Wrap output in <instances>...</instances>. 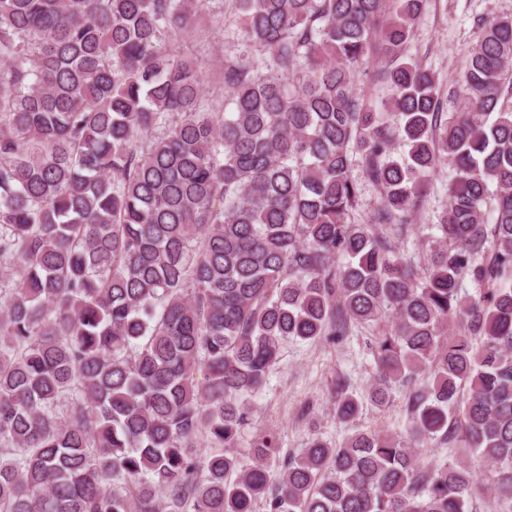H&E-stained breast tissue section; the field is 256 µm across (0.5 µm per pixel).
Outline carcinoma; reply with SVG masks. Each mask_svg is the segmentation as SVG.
Listing matches in <instances>:
<instances>
[{
  "label": "carcinoma",
  "mask_w": 512,
  "mask_h": 512,
  "mask_svg": "<svg viewBox=\"0 0 512 512\" xmlns=\"http://www.w3.org/2000/svg\"><path fill=\"white\" fill-rule=\"evenodd\" d=\"M425 2L234 0L246 50L207 101L173 48L197 0H0V512H512V18L448 113L407 54ZM353 324L381 328L369 397L408 393L407 436L271 474L275 433L239 451L250 397L284 342ZM431 440L481 476L421 462ZM452 176V169L441 165L429 180L426 188L427 195L423 204L415 214L416 224H437L438 216L448 200V181Z\"/></svg>",
  "instance_id": "1"
}]
</instances>
